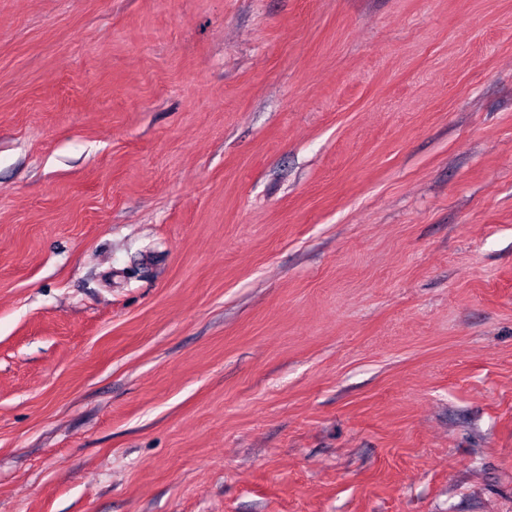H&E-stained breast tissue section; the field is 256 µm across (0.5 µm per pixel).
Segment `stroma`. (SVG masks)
Wrapping results in <instances>:
<instances>
[{"label":"stroma","mask_w":512,"mask_h":512,"mask_svg":"<svg viewBox=\"0 0 512 512\" xmlns=\"http://www.w3.org/2000/svg\"><path fill=\"white\" fill-rule=\"evenodd\" d=\"M0 512H512V0H0Z\"/></svg>","instance_id":"obj_1"}]
</instances>
